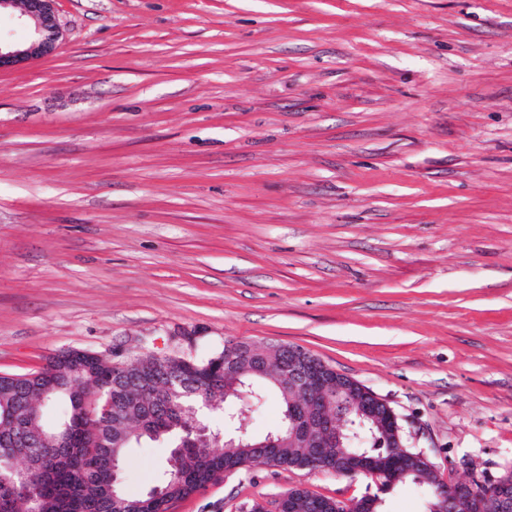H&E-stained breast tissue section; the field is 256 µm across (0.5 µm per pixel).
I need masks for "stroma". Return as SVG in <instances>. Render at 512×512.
Instances as JSON below:
<instances>
[{
	"label": "stroma",
	"mask_w": 512,
	"mask_h": 512,
	"mask_svg": "<svg viewBox=\"0 0 512 512\" xmlns=\"http://www.w3.org/2000/svg\"><path fill=\"white\" fill-rule=\"evenodd\" d=\"M54 9L56 51L0 71V374L298 345L445 482L512 468V0ZM375 485L255 463L171 512Z\"/></svg>",
	"instance_id": "35a3bbf8"
}]
</instances>
